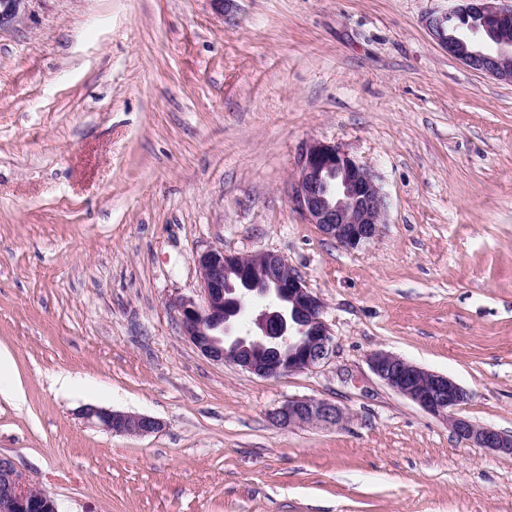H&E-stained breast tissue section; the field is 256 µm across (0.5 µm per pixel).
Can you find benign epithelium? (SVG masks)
<instances>
[{
    "label": "benign epithelium",
    "instance_id": "1",
    "mask_svg": "<svg viewBox=\"0 0 512 512\" xmlns=\"http://www.w3.org/2000/svg\"><path fill=\"white\" fill-rule=\"evenodd\" d=\"M29 0H0V31L21 25ZM431 36L470 69L512 81V5L501 0H459L451 11L426 19ZM289 199L308 223L346 250H358L380 233L386 210L374 171L340 147L312 140L302 148ZM200 299L170 300L180 335L204 357L231 363L265 379L311 370L334 351L323 319L324 303L278 252L249 256L210 247L195 257ZM372 372L394 392L443 419L460 441L512 455V434L478 425L457 414L470 393L448 376L428 371L398 355L376 351ZM85 423L112 434L150 436L163 423L96 405L78 410ZM282 429L340 426L349 414L323 399H291L269 415ZM0 512H58L46 490L35 487L14 461L0 456Z\"/></svg>",
    "mask_w": 512,
    "mask_h": 512
}]
</instances>
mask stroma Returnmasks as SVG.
<instances>
[{
    "instance_id": "stroma-1",
    "label": "stroma",
    "mask_w": 512,
    "mask_h": 512,
    "mask_svg": "<svg viewBox=\"0 0 512 512\" xmlns=\"http://www.w3.org/2000/svg\"><path fill=\"white\" fill-rule=\"evenodd\" d=\"M452 6L31 0L0 32V456L59 512H512V455L369 365L446 374L461 416L512 432V82L433 40ZM311 140L378 177L362 249L288 199ZM214 246L283 255L325 303L331 357L262 379L182 338L168 301L199 298ZM304 397L351 419L270 423ZM86 404L165 427L112 434ZM369 364L384 385L443 419L458 440L475 448H488L512 455V434L478 425L457 414L471 395L447 375L425 370L385 351L373 352Z\"/></svg>"
}]
</instances>
